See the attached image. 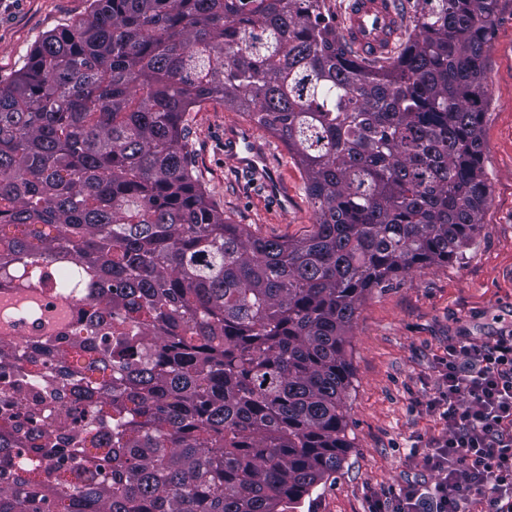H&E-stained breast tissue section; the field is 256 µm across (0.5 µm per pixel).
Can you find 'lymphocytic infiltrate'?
<instances>
[{
  "label": "lymphocytic infiltrate",
  "instance_id": "lymphocytic-infiltrate-1",
  "mask_svg": "<svg viewBox=\"0 0 512 512\" xmlns=\"http://www.w3.org/2000/svg\"><path fill=\"white\" fill-rule=\"evenodd\" d=\"M422 408L441 431L424 452L433 483L408 482L369 512H512V335L449 343Z\"/></svg>",
  "mask_w": 512,
  "mask_h": 512
}]
</instances>
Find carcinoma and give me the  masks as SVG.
Masks as SVG:
<instances>
[{
	"label": "carcinoma",
	"mask_w": 512,
	"mask_h": 512,
	"mask_svg": "<svg viewBox=\"0 0 512 512\" xmlns=\"http://www.w3.org/2000/svg\"><path fill=\"white\" fill-rule=\"evenodd\" d=\"M410 8L360 59L326 0H93L0 86V283L81 302L0 339V512H292L341 470L356 313L461 259L488 201L498 0ZM208 100L297 158L309 234L224 220L182 136ZM1 332L12 336V344L20 350L23 348L25 341L39 334L41 330L38 321L21 320L8 329L1 330Z\"/></svg>",
	"instance_id": "carcinoma-1"
}]
</instances>
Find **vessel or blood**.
<instances>
[{
  "instance_id": "obj_1",
  "label": "vessel or blood",
  "mask_w": 512,
  "mask_h": 512,
  "mask_svg": "<svg viewBox=\"0 0 512 512\" xmlns=\"http://www.w3.org/2000/svg\"><path fill=\"white\" fill-rule=\"evenodd\" d=\"M398 12L393 0H349L342 34L352 47L366 58L387 54L399 30ZM224 151L235 164L253 175L270 196L281 198L282 189L272 168H260L257 160L267 153V145L259 143L253 131L236 128L224 140Z\"/></svg>"
}]
</instances>
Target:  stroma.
<instances>
[{
  "label": "stroma",
  "instance_id": "stroma-1",
  "mask_svg": "<svg viewBox=\"0 0 512 512\" xmlns=\"http://www.w3.org/2000/svg\"><path fill=\"white\" fill-rule=\"evenodd\" d=\"M92 0H0V85L11 83L33 47L49 32L85 18ZM487 87L482 165L489 186L474 244L458 262L414 269L376 288L360 307L348 358L354 388L347 399L351 441L335 477L317 487L297 512H368L376 493L414 480L432 482L411 446L428 448L439 422L420 404L431 393L434 367L450 340H492L512 330V0H499L484 47ZM247 114L208 101L183 117L187 160L231 224L265 238H299L316 221L303 173L285 145L270 143L271 165L287 204L268 198L224 156V135L249 123Z\"/></svg>",
  "mask_w": 512,
  "mask_h": 512
}]
</instances>
